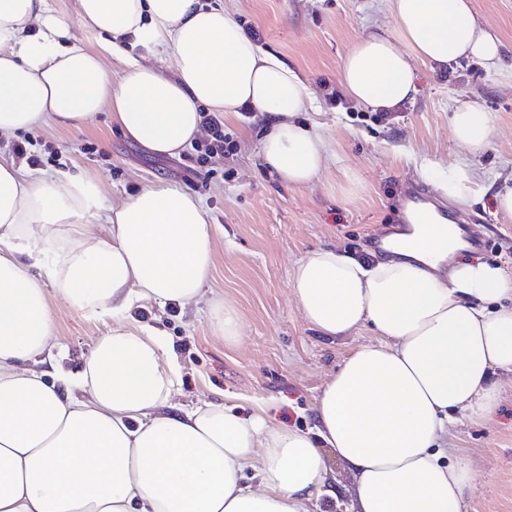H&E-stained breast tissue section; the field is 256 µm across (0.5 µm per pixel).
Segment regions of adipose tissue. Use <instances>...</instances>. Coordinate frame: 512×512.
Wrapping results in <instances>:
<instances>
[{
	"label": "adipose tissue",
	"mask_w": 512,
	"mask_h": 512,
	"mask_svg": "<svg viewBox=\"0 0 512 512\" xmlns=\"http://www.w3.org/2000/svg\"><path fill=\"white\" fill-rule=\"evenodd\" d=\"M394 33L344 56L341 85L375 112L414 100V60L498 59L471 0H391ZM100 46L68 44L49 0H0V136L51 121L81 127L111 111L122 134L178 155L201 115L249 111L262 152L305 186L326 157L297 119L305 81L262 50L223 7L202 0H76ZM140 55H132V48ZM121 61L113 82L102 54ZM170 56L173 73L155 64ZM451 128L469 154L488 145L489 113L465 105ZM105 210L106 233L83 224ZM455 224H410L367 262L320 248L294 266L304 320L333 339L370 328L315 402L309 431L206 403L174 406L179 367L151 327L102 337L75 375L31 361L58 348L46 289L71 308L123 323L142 302L196 304L213 266V234L194 195L159 184L111 209L79 174H37L0 154V512H316L331 448L351 477V512H466L475 475L451 463L460 418L491 412L512 372V275L459 259Z\"/></svg>",
	"instance_id": "adipose-tissue-1"
}]
</instances>
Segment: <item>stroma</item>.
<instances>
[{
    "label": "stroma",
    "instance_id": "stroma-1",
    "mask_svg": "<svg viewBox=\"0 0 512 512\" xmlns=\"http://www.w3.org/2000/svg\"><path fill=\"white\" fill-rule=\"evenodd\" d=\"M244 25L258 27L262 45L308 84L313 108L301 113L323 136L325 165L307 186H293L268 167L261 153L264 126L251 114L225 120L237 143L213 171L197 167L194 147L157 155L115 129L98 113L81 129L51 123L25 132L42 172L79 166L106 204L160 183L181 187L202 202L214 231V262L207 294L224 298L239 314L237 336L213 333L206 303L160 308L145 302L128 325L162 330L180 367L175 401L236 406L245 417L263 411L288 429L314 427V406L329 376L359 345L375 342L370 329L336 340L315 335L291 290L294 264L317 248L356 254L375 251L374 239L405 223L404 200L412 186L428 188L441 211L472 230L473 255L512 273V214L495 204L512 187V0H472L481 23L502 43L496 62L463 59L445 66L415 65L418 94L392 113L373 112L343 99L345 54L367 33L394 30L390 0H223ZM473 104L489 112L494 133L478 155L461 148L450 117ZM464 163L479 177L466 201L448 198L425 176L427 166L449 175ZM356 186L347 183L348 174ZM48 304L62 346L53 359L64 370L82 369L94 344L111 335L110 318H88L51 293ZM493 413L463 419L451 445L474 470L467 490L474 512H512V374L501 377Z\"/></svg>",
    "mask_w": 512,
    "mask_h": 512
}]
</instances>
